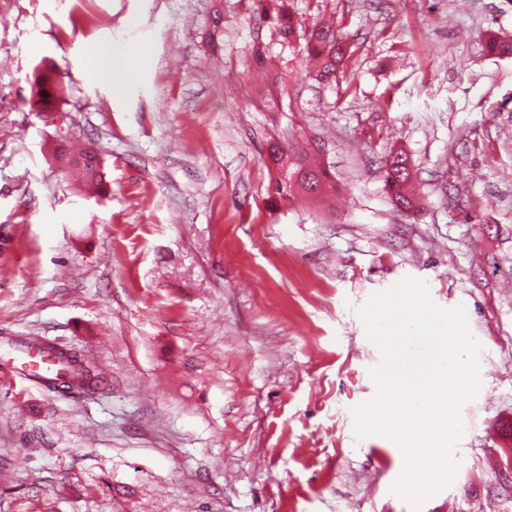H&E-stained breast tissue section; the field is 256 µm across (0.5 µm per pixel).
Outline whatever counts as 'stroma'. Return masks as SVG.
<instances>
[{"mask_svg":"<svg viewBox=\"0 0 512 512\" xmlns=\"http://www.w3.org/2000/svg\"><path fill=\"white\" fill-rule=\"evenodd\" d=\"M293 7L348 34L339 85L288 62L255 0H0V336L81 350L109 381L0 378V512H512V57L485 50L512 42V0ZM287 129L337 192L275 200L262 152ZM63 138L96 144L106 196L54 159ZM400 148L417 213L383 190ZM407 277L480 346L459 467L417 510L403 457L351 414L380 360L357 310ZM111 46L108 40L103 39L93 48L89 75L95 80L108 81L112 78V70L104 61L105 56L111 51ZM36 89L35 96L39 100L34 104L38 108V112H44L46 117L50 112H54L56 105L55 93L58 89L57 81L53 78V72L47 69V72H41L34 78L33 89Z\"/></svg>","mask_w":512,"mask_h":512,"instance_id":"1","label":"stroma"}]
</instances>
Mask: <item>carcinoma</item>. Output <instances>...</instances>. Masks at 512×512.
Returning a JSON list of instances; mask_svg holds the SVG:
<instances>
[{
	"mask_svg": "<svg viewBox=\"0 0 512 512\" xmlns=\"http://www.w3.org/2000/svg\"><path fill=\"white\" fill-rule=\"evenodd\" d=\"M262 19L272 31L276 43L288 49L295 58L314 63L310 77L319 85L338 82L340 68L344 64L350 47L334 24L323 23L309 27L301 22L290 9L288 0H263ZM35 103L38 111L46 114L55 110L58 89L53 72H42L35 76ZM313 145L292 143L285 136H273L266 148L269 163L276 179L274 192L277 195L301 194L315 198L331 186L328 171L312 161ZM55 159L64 167L78 173L83 181L102 187L104 173L98 152L88 148L74 156L64 145L54 151ZM409 158L402 150H394L385 160L384 188L393 205L403 211L419 209V200L411 189L412 170ZM33 347L52 352L63 364L64 371L39 382L50 392L62 395L95 391L105 387L106 379L94 372V367L83 354L74 349H63L39 339L29 340Z\"/></svg>",
	"mask_w": 512,
	"mask_h": 512,
	"instance_id": "obj_1",
	"label": "carcinoma"
}]
</instances>
